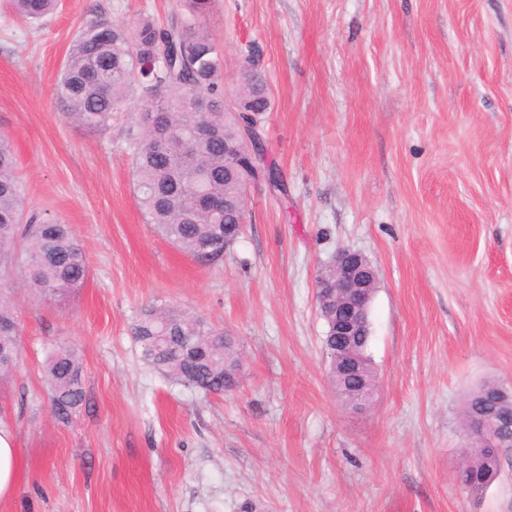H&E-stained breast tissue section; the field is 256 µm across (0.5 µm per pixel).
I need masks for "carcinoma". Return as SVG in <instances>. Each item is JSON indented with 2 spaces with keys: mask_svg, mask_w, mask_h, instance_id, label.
<instances>
[{
  "mask_svg": "<svg viewBox=\"0 0 512 512\" xmlns=\"http://www.w3.org/2000/svg\"><path fill=\"white\" fill-rule=\"evenodd\" d=\"M60 0H10L23 20L38 22ZM213 0H185L186 11L160 24L141 17L132 27L107 19L87 23L74 37L57 81L59 102L88 132L106 135L134 91L141 105L123 127L133 191L146 222L202 263L224 258L238 239L224 227L240 221L247 176L243 160L224 163V144L243 134L239 113L258 125L270 95L250 50L240 72L235 104L224 105V55L201 19ZM166 53V64L156 61ZM13 145L0 136V277L20 275L27 287L55 299L83 286L86 254L70 225L27 213ZM143 357L179 384L219 394L236 385L239 367L224 331L196 316L148 308L134 328ZM18 355V325L11 302L0 295V381ZM55 418L67 423L85 402L83 366L75 349L58 346L46 358ZM478 452L458 472L462 490L481 496L497 475Z\"/></svg>",
  "mask_w": 512,
  "mask_h": 512,
  "instance_id": "cac0c4a2",
  "label": "carcinoma"
}]
</instances>
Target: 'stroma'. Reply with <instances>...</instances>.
I'll list each match as a JSON object with an SVG mask.
<instances>
[{
  "instance_id": "35a3bbf8",
  "label": "stroma",
  "mask_w": 512,
  "mask_h": 512,
  "mask_svg": "<svg viewBox=\"0 0 512 512\" xmlns=\"http://www.w3.org/2000/svg\"><path fill=\"white\" fill-rule=\"evenodd\" d=\"M183 0H61L29 24L0 0V134L33 211L69 224L84 285L10 293L19 353L0 427L21 475L0 512H512V454L477 498L456 479L466 399L512 384V0H215L202 23L238 92L246 47L282 189L246 193L239 243L203 265L147 224L119 132L71 122L55 85L98 17L166 21ZM341 247L378 270L373 403L327 380L319 269ZM177 307L234 337L222 394L150 367L133 329ZM76 348L86 401L57 422L45 360Z\"/></svg>"
}]
</instances>
